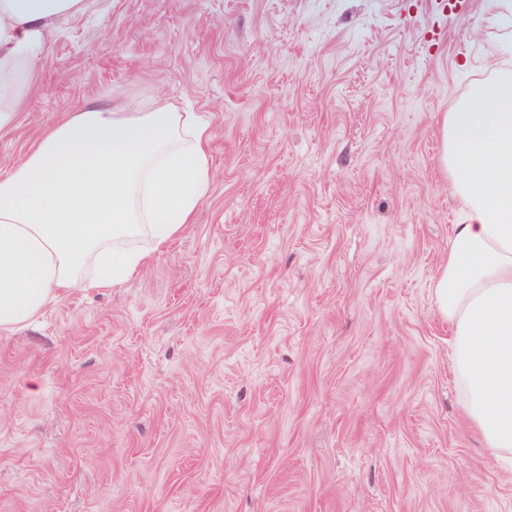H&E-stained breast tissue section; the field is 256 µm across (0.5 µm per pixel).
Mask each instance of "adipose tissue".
<instances>
[{
    "instance_id": "ef3b65f1",
    "label": "adipose tissue",
    "mask_w": 512,
    "mask_h": 512,
    "mask_svg": "<svg viewBox=\"0 0 512 512\" xmlns=\"http://www.w3.org/2000/svg\"><path fill=\"white\" fill-rule=\"evenodd\" d=\"M90 0H0V132L39 83L56 20ZM443 174L466 206L433 303L468 423L512 463V73L472 85L440 122ZM208 124L156 101L90 103L0 178V331L74 288H121L194 221ZM146 247H138V240Z\"/></svg>"
}]
</instances>
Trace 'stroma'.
<instances>
[{
    "mask_svg": "<svg viewBox=\"0 0 512 512\" xmlns=\"http://www.w3.org/2000/svg\"><path fill=\"white\" fill-rule=\"evenodd\" d=\"M92 0L0 175L90 101L203 117L193 224L0 332V512H512L432 288L465 207L439 117L512 72L494 0Z\"/></svg>",
    "mask_w": 512,
    "mask_h": 512,
    "instance_id": "obj_1",
    "label": "stroma"
}]
</instances>
